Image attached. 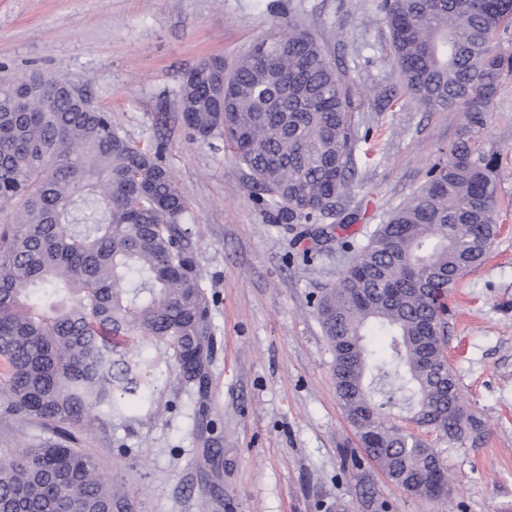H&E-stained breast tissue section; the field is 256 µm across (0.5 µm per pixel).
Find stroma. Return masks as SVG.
<instances>
[{"label":"stroma","instance_id":"obj_1","mask_svg":"<svg viewBox=\"0 0 512 512\" xmlns=\"http://www.w3.org/2000/svg\"><path fill=\"white\" fill-rule=\"evenodd\" d=\"M376 0H0V67L55 73L139 147L163 143L184 189L216 349L206 396L182 384L170 350L152 349L153 392L125 416L79 433L133 512H512V76L488 106L484 151L498 152L500 234L449 297L448 363L480 434L448 445L447 496L404 492L365 455L333 379L313 308L377 224L424 182L462 117L404 94ZM297 20L335 49L358 108L356 175L337 232L276 221L220 138L179 119L180 87L204 59L232 64ZM219 488L205 500L201 478Z\"/></svg>","mask_w":512,"mask_h":512}]
</instances>
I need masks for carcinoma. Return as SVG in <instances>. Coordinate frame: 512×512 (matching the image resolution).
<instances>
[{"mask_svg":"<svg viewBox=\"0 0 512 512\" xmlns=\"http://www.w3.org/2000/svg\"><path fill=\"white\" fill-rule=\"evenodd\" d=\"M402 85L426 112H465L423 185L378 225L315 313L333 351L336 394L366 455L401 487L448 484L440 453L396 424L405 410L455 444L477 431L442 367L448 294L499 234L495 155L477 134L512 55V0H380ZM182 83V124L220 137L276 218L308 224L342 209L358 135L333 51L290 21L230 68L219 58ZM62 77L0 79V421L58 432L0 458V512H133L68 428L102 424L140 400L144 348L172 350L202 394L215 342L187 196L163 164ZM387 337L382 354L365 336Z\"/></svg>","mask_w":512,"mask_h":512,"instance_id":"1","label":"carcinoma"}]
</instances>
